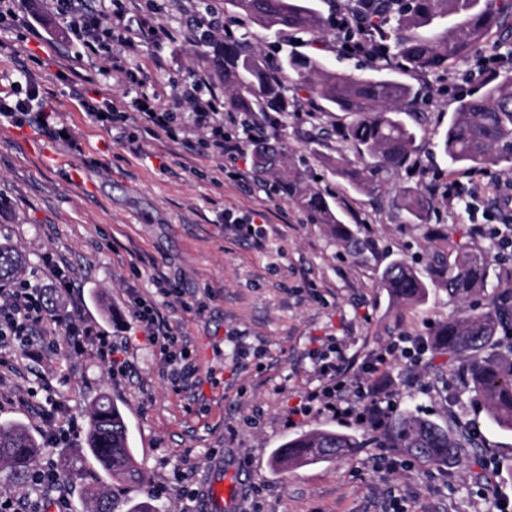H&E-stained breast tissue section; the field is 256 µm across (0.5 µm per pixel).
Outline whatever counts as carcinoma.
Segmentation results:
<instances>
[{
  "label": "carcinoma",
  "instance_id": "1",
  "mask_svg": "<svg viewBox=\"0 0 512 512\" xmlns=\"http://www.w3.org/2000/svg\"><path fill=\"white\" fill-rule=\"evenodd\" d=\"M231 10L266 31L286 29L321 33L328 25L312 0H225ZM383 16L372 35L384 43L399 70L445 73L451 63L467 58L494 36L500 45H512V0H385ZM213 45V63L224 74L232 92L229 105L237 112L261 118L270 110L286 112L287 74L293 73L318 100L320 112H348L356 119L345 137L355 145L360 168L335 164L334 173L348 179L360 192H370L380 179L409 166L417 149L416 114L409 109L418 91L411 84L385 75L335 71L317 57L290 53L271 61L251 46V34ZM437 147L452 167L472 172L512 171V75H494L474 94L459 100L448 129ZM255 180L272 183L316 224L331 226L336 237L356 252L361 243L345 225L329 197L306 184L304 174L285 165L276 148L261 154ZM401 208L409 223L422 224L435 208L420 189L401 190ZM495 258L479 248L455 255L436 252L423 280L404 260L391 261L382 272V284L399 306L425 300L431 285L446 288L459 304V315L438 332L432 348L465 359L463 379L478 396L487 416L499 427L512 429V301L504 298L488 310H477L470 300L486 285ZM26 258L9 239H0V283L22 280ZM88 451L112 472V483L137 482L143 472L129 445L124 413L109 395L100 394L88 408ZM387 447L424 464L451 463L464 467L488 451L463 429H452L410 411L385 426ZM360 447L357 437L331 430L303 433L273 453L282 470L316 460H332L348 448ZM40 447L21 423L0 425V470L8 480L28 479L37 464ZM82 512H116L112 492L94 486L85 492Z\"/></svg>",
  "mask_w": 512,
  "mask_h": 512
}]
</instances>
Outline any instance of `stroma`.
Returning <instances> with one entry per match:
<instances>
[{"label": "stroma", "mask_w": 512, "mask_h": 512, "mask_svg": "<svg viewBox=\"0 0 512 512\" xmlns=\"http://www.w3.org/2000/svg\"><path fill=\"white\" fill-rule=\"evenodd\" d=\"M201 0H153L156 17L178 29L172 43H143L136 56L88 58L69 39L51 0H15V27L9 32L15 56H0V98L15 97L20 67L37 76L54 108V118L70 139L50 138L28 125H0V233L25 252L30 269L42 268L46 252L68 266L81 298L78 318L111 336L128 371L112 375L90 353L73 354L62 336L42 344L39 355L17 351L11 373L0 376V422L23 423L41 433L45 396L62 401L69 433L58 447L45 449L39 465L57 463L60 454L84 460L81 480H67L74 512H80L86 485L108 487L111 475L86 447V411L100 393L124 409L130 444L146 474L143 485L118 495L117 512L139 501L157 512H193L182 488L203 489L210 464L223 459L238 474V503L228 512H386L402 497V512H496L497 498L512 500V431L492 423L473 391L460 385L462 363L427 352L419 365L399 358L387 379L399 411H412L442 425L462 427L491 448L496 459L497 494L475 479H461L456 467L419 462L397 474L376 470L380 449L370 428L311 415L289 422L304 393L320 384L308 348L334 338L351 375L362 361L400 336L432 337L457 313L444 288L433 287L424 302L393 306L380 284L384 266L402 259L425 273L433 252L478 247L494 251L492 240L472 234L476 213L493 204L512 183V173L472 174L449 169L437 148L440 133L458 104L445 94L449 77L465 93L481 86L474 79L476 56L452 64L446 74L410 71L404 78L419 95L415 111L425 119L417 140V165L400 170L388 185L367 194L333 173L329 162L356 163L354 149L340 135L353 117L320 113L306 93L294 94V108L266 125L265 138L296 163L313 188L329 194L346 223L370 246L353 255L327 225L309 223L305 214L277 192L252 194L229 179L220 158L192 153L164 133L139 132V153L130 152L110 131L95 124L69 94L68 80L100 86V69L119 66L135 73L142 91L174 112L182 83L205 74L219 98L224 78L209 61L208 45L195 40L193 21ZM223 16L217 40L252 32L267 56L303 53L329 68L368 73L376 63L341 54L334 28L320 34L269 33L208 0ZM328 129L323 143L310 133ZM460 182L454 206L437 205L426 223H407L398 188L430 189L434 175ZM263 213L267 236L256 250L224 233V211ZM166 274L182 289L183 302H200L202 314L186 312L155 284ZM154 302L177 327L196 371L186 385L171 384L160 348L144 335L133 316V299ZM260 349V358L235 364L229 336ZM36 388L30 402L4 399L16 387ZM314 429L355 435L360 445L336 460L283 471L271 453Z\"/></svg>", "instance_id": "stroma-1"}]
</instances>
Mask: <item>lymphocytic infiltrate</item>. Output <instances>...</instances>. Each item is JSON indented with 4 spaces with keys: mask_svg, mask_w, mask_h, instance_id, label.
Returning <instances> with one entry per match:
<instances>
[{
    "mask_svg": "<svg viewBox=\"0 0 512 512\" xmlns=\"http://www.w3.org/2000/svg\"><path fill=\"white\" fill-rule=\"evenodd\" d=\"M54 8L69 33L79 41L88 56L109 54L114 44L128 51H138L143 42L162 43L175 39V29L162 24L136 21L137 0H109L102 9L87 7L86 0H53ZM376 9L375 0H347L335 17L338 31L346 36L341 48L351 55H363L380 61L387 53L370 36ZM26 84L24 97L10 101L0 99V123H25L60 138L62 129L53 125L52 111L39 83L28 70H21ZM206 77H195L183 85L179 93L182 102L191 107L188 125L178 124L173 112L159 106L155 98L144 93H124L121 97L108 96L98 100L87 99L81 85L70 84L69 92L80 101L95 123L106 128L121 129L127 121L140 122L147 131L164 133L177 140L186 127L201 131L195 150L223 158L228 176L247 181L248 176L238 163L247 154L260 150L264 137L255 121L245 113L220 111L214 98L208 97ZM483 220L474 224V233L493 239L495 257L500 265H512V186L492 207L484 209ZM46 287L24 281L0 284V357L14 350L32 347L35 337L64 332L69 348L77 354L95 348L100 360L109 368L120 366L118 349L109 336L77 319L59 323L44 306ZM133 313L136 321L153 342L159 343L169 370L171 383L188 380L194 373L187 365L188 352L179 345V334L159 308L143 299L135 300ZM428 349L424 338L413 339L410 345L390 344L384 351L373 354L366 361V382L348 380L345 356L335 345L311 348L309 357L321 379L320 387L304 394L294 415L307 417L314 413L328 414L345 423H355L371 429L382 428L396 408L392 392L384 385L385 367L397 357L420 358Z\"/></svg>",
    "mask_w": 512,
    "mask_h": 512,
    "instance_id": "lymphocytic-infiltrate-1",
    "label": "lymphocytic infiltrate"
}]
</instances>
